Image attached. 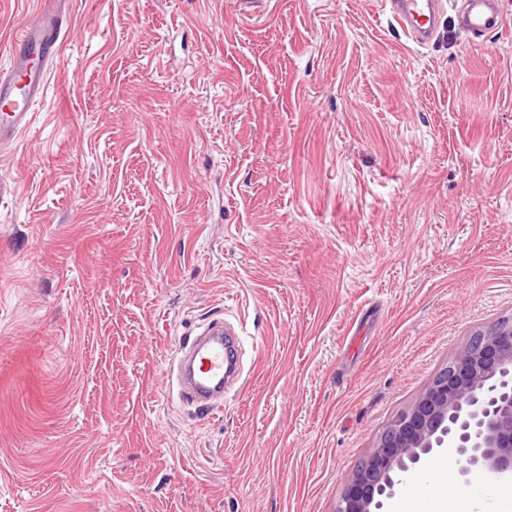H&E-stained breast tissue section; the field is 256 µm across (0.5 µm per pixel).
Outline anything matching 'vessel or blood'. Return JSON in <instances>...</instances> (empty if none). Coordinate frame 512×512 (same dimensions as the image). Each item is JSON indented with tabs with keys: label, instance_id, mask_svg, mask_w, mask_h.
I'll list each match as a JSON object with an SVG mask.
<instances>
[{
	"label": "vessel or blood",
	"instance_id": "b4317fda",
	"mask_svg": "<svg viewBox=\"0 0 512 512\" xmlns=\"http://www.w3.org/2000/svg\"><path fill=\"white\" fill-rule=\"evenodd\" d=\"M60 0H48V7L25 24L12 41L11 64L0 68V147L12 144L28 129L33 107L48 89L50 69L61 56L73 19L61 9ZM389 17L417 46H425L435 35L443 0H387ZM461 29L474 36L494 32L505 25L502 0H464L457 12ZM240 346L238 331L221 321L208 324L201 333L179 347L176 386L183 404L207 407L230 391L241 379L236 370ZM448 471L447 457L429 465L427 495L443 493Z\"/></svg>",
	"mask_w": 512,
	"mask_h": 512
}]
</instances>
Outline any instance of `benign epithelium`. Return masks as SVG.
<instances>
[{"label": "benign epithelium", "instance_id": "obj_1", "mask_svg": "<svg viewBox=\"0 0 512 512\" xmlns=\"http://www.w3.org/2000/svg\"><path fill=\"white\" fill-rule=\"evenodd\" d=\"M448 451L462 478L512 479V318L476 331L367 450L336 512H381L422 458Z\"/></svg>", "mask_w": 512, "mask_h": 512}]
</instances>
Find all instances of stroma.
Instances as JSON below:
<instances>
[{
  "label": "stroma",
  "mask_w": 512,
  "mask_h": 512,
  "mask_svg": "<svg viewBox=\"0 0 512 512\" xmlns=\"http://www.w3.org/2000/svg\"><path fill=\"white\" fill-rule=\"evenodd\" d=\"M40 0H0V66ZM0 151V512H336L383 427L512 317V25L446 0H69ZM241 329L240 388L177 398ZM389 17L417 46L424 47L435 35L442 0H387ZM458 27L473 36L494 32L505 25L501 0H466L457 14ZM239 346L238 331L223 321L212 322L189 337L175 358L179 400L185 405L209 407L237 385L241 380L236 371Z\"/></svg>",
  "instance_id": "1"
}]
</instances>
